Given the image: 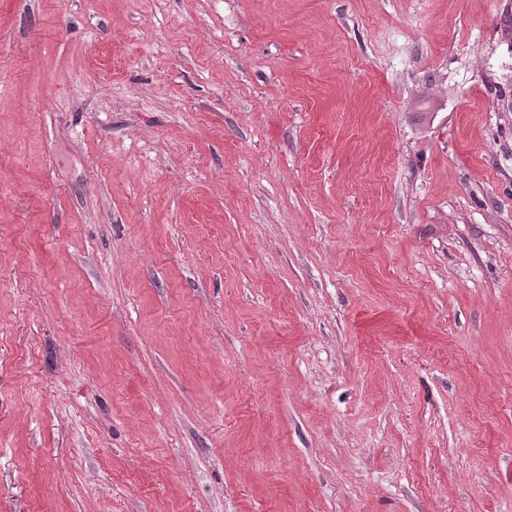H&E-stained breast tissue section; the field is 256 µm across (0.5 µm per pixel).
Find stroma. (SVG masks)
Masks as SVG:
<instances>
[{"label": "stroma", "instance_id": "obj_1", "mask_svg": "<svg viewBox=\"0 0 512 512\" xmlns=\"http://www.w3.org/2000/svg\"><path fill=\"white\" fill-rule=\"evenodd\" d=\"M0 512H512V0H0Z\"/></svg>", "mask_w": 512, "mask_h": 512}]
</instances>
